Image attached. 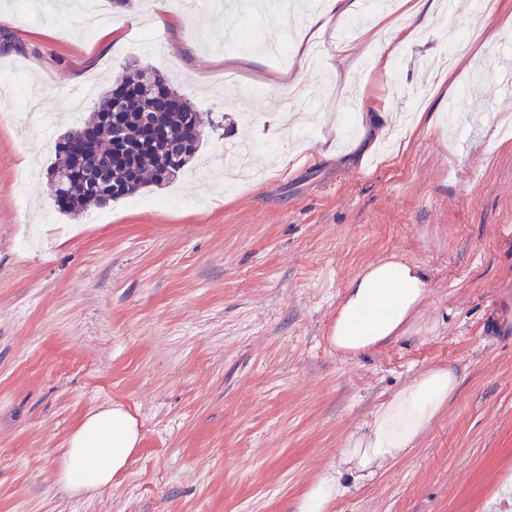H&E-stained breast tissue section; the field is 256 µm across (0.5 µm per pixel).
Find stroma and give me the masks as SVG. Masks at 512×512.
<instances>
[{"instance_id":"stroma-1","label":"stroma","mask_w":512,"mask_h":512,"mask_svg":"<svg viewBox=\"0 0 512 512\" xmlns=\"http://www.w3.org/2000/svg\"><path fill=\"white\" fill-rule=\"evenodd\" d=\"M161 35L145 0H0V512H295L348 436L433 365L461 383L416 447L330 512H487L512 481V0H458L389 69L296 68L306 10L196 0ZM476 33L449 73L455 31ZM163 73L204 119L198 157L78 215L57 210L54 145L125 64ZM306 99L281 105L293 87ZM251 146L260 178L213 165ZM397 254L431 288L409 337L349 356L327 340L347 283ZM120 405L140 442L93 496L58 484L87 415Z\"/></svg>"}]
</instances>
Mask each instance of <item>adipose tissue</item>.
Here are the masks:
<instances>
[{"label":"adipose tissue","mask_w":512,"mask_h":512,"mask_svg":"<svg viewBox=\"0 0 512 512\" xmlns=\"http://www.w3.org/2000/svg\"><path fill=\"white\" fill-rule=\"evenodd\" d=\"M402 5L411 25L395 30L380 46L378 57H393L414 42L443 10L442 0H402ZM360 7V0H325L308 16L305 31L313 39L324 36ZM429 288L426 270L416 263L393 256L369 264L347 284L329 328V344L357 356L406 336L422 312ZM459 385L452 368L435 366L401 387L347 438L336 466L310 485L298 512H328L346 493L350 480L372 476L412 448ZM138 442L136 422L122 407L89 414L64 451L59 483L74 495L103 491L126 469Z\"/></svg>","instance_id":"obj_1"}]
</instances>
